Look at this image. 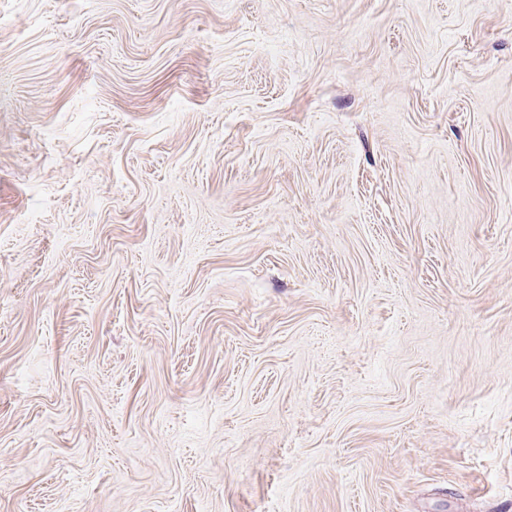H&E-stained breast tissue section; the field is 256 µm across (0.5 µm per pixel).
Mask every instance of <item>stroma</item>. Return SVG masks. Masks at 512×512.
<instances>
[{"label": "stroma", "mask_w": 512, "mask_h": 512, "mask_svg": "<svg viewBox=\"0 0 512 512\" xmlns=\"http://www.w3.org/2000/svg\"><path fill=\"white\" fill-rule=\"evenodd\" d=\"M512 512V0H0V512Z\"/></svg>", "instance_id": "35a3bbf8"}]
</instances>
